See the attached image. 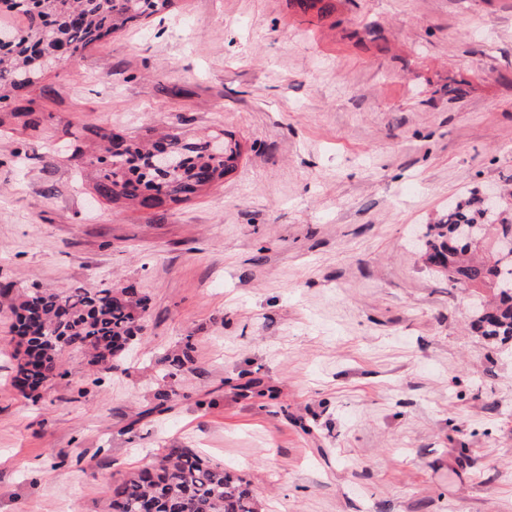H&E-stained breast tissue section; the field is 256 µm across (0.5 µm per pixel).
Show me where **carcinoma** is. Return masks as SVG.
Masks as SVG:
<instances>
[{
    "instance_id": "obj_1",
    "label": "carcinoma",
    "mask_w": 512,
    "mask_h": 512,
    "mask_svg": "<svg viewBox=\"0 0 512 512\" xmlns=\"http://www.w3.org/2000/svg\"><path fill=\"white\" fill-rule=\"evenodd\" d=\"M182 0H0V8L21 15L20 29L0 26V130L23 134L54 122L55 116L29 97L53 70L78 61L87 51L127 27L174 13ZM295 11L324 20L336 12L334 0H289ZM55 136L70 146L69 160L87 171L101 200L139 210L166 211L224 182L240 157V143L223 133L224 153L211 136L187 140L175 129L149 139L110 126L72 129L66 122ZM168 147L180 158L172 171L158 167L154 150ZM486 228L487 250L463 240L460 226ZM512 239V209L496 212L477 192L448 208L430 225L424 253L452 288L490 291L494 301L474 312L473 331L493 343L512 342V251L491 261L496 241ZM18 337L14 390L35 397L47 374H67L65 347L84 353L90 364L108 370L122 361L136 338L144 299L128 288H70L61 293L25 289L16 295L0 287ZM192 344L165 358L174 376L190 361ZM110 512H258L250 484L219 463L188 448H171L150 467L129 472L105 488Z\"/></svg>"
}]
</instances>
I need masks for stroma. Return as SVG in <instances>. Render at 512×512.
Returning a JSON list of instances; mask_svg holds the SVG:
<instances>
[{
  "label": "stroma",
  "instance_id": "obj_1",
  "mask_svg": "<svg viewBox=\"0 0 512 512\" xmlns=\"http://www.w3.org/2000/svg\"><path fill=\"white\" fill-rule=\"evenodd\" d=\"M46 83L73 124L243 152L159 219L98 200L47 135L0 136V284L148 299L118 368L69 351L35 400L0 313V512H107L105 485L172 447L261 512H512V349L421 260L449 203L512 189V0H337L318 24L184 0Z\"/></svg>",
  "mask_w": 512,
  "mask_h": 512
}]
</instances>
